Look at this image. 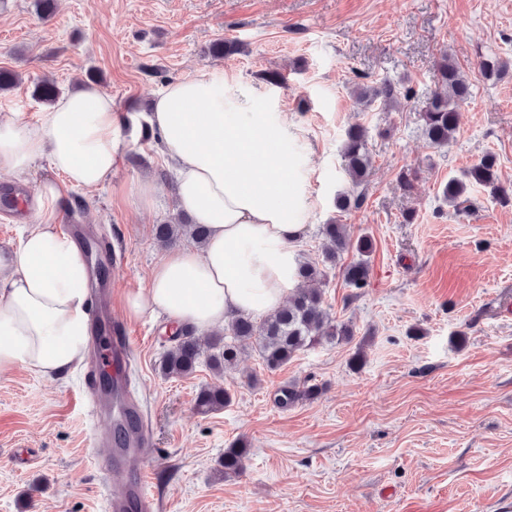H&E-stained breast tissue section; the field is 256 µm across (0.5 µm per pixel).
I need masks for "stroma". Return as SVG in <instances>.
<instances>
[{"label": "stroma", "mask_w": 512, "mask_h": 512, "mask_svg": "<svg viewBox=\"0 0 512 512\" xmlns=\"http://www.w3.org/2000/svg\"><path fill=\"white\" fill-rule=\"evenodd\" d=\"M34 0H0V67L24 82L0 95V117L39 121L48 107L30 95L38 78L69 92L87 71L115 107L144 122L153 95L200 69L236 79L285 103L304 149L310 184L304 258L322 261L323 224L340 219L369 236L366 288L346 287V251L322 286L330 317L354 326L350 342L322 340L278 370L246 346L224 373L199 362L164 377L170 348L164 316L128 320L131 377L152 443L158 512H504L512 506V201L472 187L459 211L441 185L482 155L499 158L512 187V71L497 82L480 56L512 62V0H58L40 18ZM239 53L212 58L218 40ZM448 53L473 85L448 147H432L420 111ZM285 81L271 85L265 72ZM391 81L410 89L400 110L365 106L352 90ZM353 124L369 131L372 166L360 210L337 213L351 183L340 145ZM159 137H121L120 162L95 191L71 190L63 223L91 225L121 246L111 297L125 314L130 290L148 285L164 247L156 226L178 210L175 176ZM411 172L412 189L400 184ZM154 180V204L134 209L129 190ZM416 214L404 223L406 211ZM363 351L360 368L350 366ZM318 385L315 399L275 403L289 383ZM223 384L232 404L194 410L202 387ZM85 370L49 379L19 367L0 375V512H104L124 472L104 473L105 426L77 403ZM248 449L246 469L222 478L224 452Z\"/></svg>", "instance_id": "obj_1"}]
</instances>
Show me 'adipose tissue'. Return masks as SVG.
<instances>
[{"mask_svg":"<svg viewBox=\"0 0 512 512\" xmlns=\"http://www.w3.org/2000/svg\"><path fill=\"white\" fill-rule=\"evenodd\" d=\"M147 123L176 169L180 210L210 237L200 250L164 251L147 287L127 294V315L162 312L176 326L204 331L282 306L297 286L310 209L308 185L288 153L297 133L287 113L266 111L242 83L201 70L167 84ZM129 127L128 115L93 85L59 97L40 122L0 118V171L22 175L45 158L66 177L42 185L43 218L0 259V374L22 366L55 376L83 358L89 270L56 212L63 187L92 190L110 180L115 143Z\"/></svg>","mask_w":512,"mask_h":512,"instance_id":"adipose-tissue-1","label":"adipose tissue"}]
</instances>
